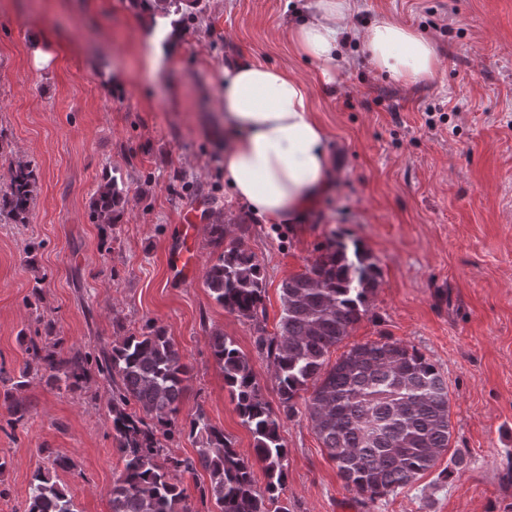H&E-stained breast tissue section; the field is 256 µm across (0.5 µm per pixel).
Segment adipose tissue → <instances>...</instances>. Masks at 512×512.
Here are the masks:
<instances>
[{"label": "adipose tissue", "instance_id": "adipose-tissue-1", "mask_svg": "<svg viewBox=\"0 0 512 512\" xmlns=\"http://www.w3.org/2000/svg\"><path fill=\"white\" fill-rule=\"evenodd\" d=\"M352 0H310L288 33L299 56L323 75L336 68ZM370 66L408 83L435 73L429 39L391 19L364 35ZM224 179L232 194L269 224L300 223L314 201L333 187L324 128L312 113L306 85L288 69L259 63L224 70Z\"/></svg>", "mask_w": 512, "mask_h": 512}]
</instances>
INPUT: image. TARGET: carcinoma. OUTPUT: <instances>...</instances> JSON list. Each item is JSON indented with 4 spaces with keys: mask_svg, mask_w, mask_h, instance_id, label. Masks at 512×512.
<instances>
[{
    "mask_svg": "<svg viewBox=\"0 0 512 512\" xmlns=\"http://www.w3.org/2000/svg\"><path fill=\"white\" fill-rule=\"evenodd\" d=\"M154 14L182 0H131ZM36 184L29 162H17L10 181L0 185V222L24 224ZM127 202L117 179L100 191L94 220L111 224ZM222 248L205 284L224 310L252 322L255 347L271 368L283 413H295L300 392L313 429L336 464L345 486L374 501L413 483L436 467L452 436L448 383L439 368L414 348L389 337L358 344L323 370L330 349L368 312L369 294L378 286L379 266L360 244L330 241L299 274L281 284L278 330L265 335L264 275L242 239L225 241L224 225L210 228ZM23 336L25 366L4 393L16 426L27 408L14 392L27 385L31 372L48 373L55 385L77 386L87 379L88 357L63 356ZM212 356L224 372L235 410L254 439V459L234 448L224 432L199 408L188 422L178 421L191 367L164 328L149 323L103 347L97 372L112 388L109 412L124 469L112 485V512H194L185 501L179 475L199 469L209 476L200 502L214 512H289L281 498L288 478V449L279 434L280 418L265 399L251 359L234 339L216 333ZM198 445L193 457L164 453L163 441L183 433ZM262 466L264 489L257 486L254 463ZM25 512H77L72 497L50 471L38 469L30 483Z\"/></svg>",
    "mask_w": 512,
    "mask_h": 512,
    "instance_id": "cac0c4a2",
    "label": "carcinoma"
}]
</instances>
